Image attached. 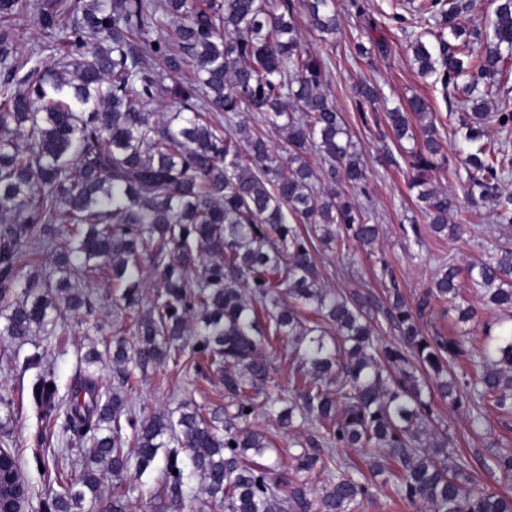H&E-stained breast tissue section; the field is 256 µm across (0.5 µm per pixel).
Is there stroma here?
Instances as JSON below:
<instances>
[{
    "label": "stroma",
    "instance_id": "obj_1",
    "mask_svg": "<svg viewBox=\"0 0 512 512\" xmlns=\"http://www.w3.org/2000/svg\"><path fill=\"white\" fill-rule=\"evenodd\" d=\"M336 3L340 16L333 42L322 41L309 27L304 14H297L296 19L308 47L328 62L331 98L362 151L372 205L382 230L374 245L366 248L353 244L336 251L315 246L314 259L325 286L354 290L381 300L387 285L375 273V260L386 258L398 287L412 301L430 287L442 256L454 254L458 267L466 268L495 244L512 242V225L492 223L494 204L486 200L469 205L472 236L467 242L458 243L456 249H449L447 240L431 232L429 218L417 199L416 189L411 186L412 171L407 164L392 166L384 161L381 135L387 129L385 119L362 124L354 108V88L372 75L391 105H403L408 98L421 96L428 101L437 129L445 139L458 129L462 111L455 98H444L440 87L431 86L421 78L413 63L410 37L424 32L425 27L419 17L412 15L408 0H362L364 10L360 13L350 7L349 0H336ZM395 13L407 16L406 29L393 24L391 16ZM369 17L378 23L377 37L383 46L362 56L356 51L357 36ZM459 283L460 304L476 310L475 321L462 325L455 310L439 308L426 328L447 336L465 333L466 347L476 351L486 341L485 325L496 323L500 313L482 299L480 291L467 278H460ZM84 286L94 305L93 318L98 331H86L78 325L76 315L67 313L57 322L47 341L37 344L28 339L0 338V394L12 398L15 408L13 421L0 428V437H5L10 450L18 455L24 477L38 495L45 488L36 459H45L66 471L71 468V459L60 454L61 440L56 427L42 421L32 402L31 387L37 371L26 368V359L37 350L47 351L58 394L66 399L92 342L122 337L127 327L126 322L116 320L113 315L112 304L120 291L113 288L111 280L95 276L86 279ZM127 398L136 411L147 414L175 409L184 401L210 410L225 404L224 386L219 378L199 379L192 371L169 363L134 373ZM439 425L447 429L475 466L498 449L512 448V418H501L493 411L487 412L481 428L475 431L467 408L443 405L439 408ZM164 466L165 457L160 454L142 475L132 474L124 479V486L133 489L131 512H157L161 503L167 512H210L198 478H189L181 493L163 490L160 473Z\"/></svg>",
    "mask_w": 512,
    "mask_h": 512
}]
</instances>
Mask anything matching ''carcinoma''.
I'll return each instance as SVG.
<instances>
[{"instance_id":"1","label":"carcinoma","mask_w":512,"mask_h":512,"mask_svg":"<svg viewBox=\"0 0 512 512\" xmlns=\"http://www.w3.org/2000/svg\"><path fill=\"white\" fill-rule=\"evenodd\" d=\"M297 5L312 29L336 33L333 0H0V338L48 335L62 312L91 308L83 288L91 274L121 289L114 312L133 320L136 335L112 347L119 383L111 391L88 372L66 401L53 371L34 382L40 414L51 422L64 412L63 443L80 445L67 477L37 459L47 487L40 512H77L105 477L145 472L162 448L164 487L182 490L188 464L224 512H353L377 489L368 471L385 476L387 496L427 512H512V495L473 475L433 425L436 398L472 404L475 429L488 406L512 417V245H496L465 270L509 317L477 355L463 337L423 326L459 296L451 253L413 304L395 287L381 304L320 283L313 240L365 247L380 228L372 208L348 193L369 197L362 152L329 100L327 62L296 27ZM472 8L470 0H421L416 12L432 22L435 43L417 38L411 48L422 76L465 95V173H448L466 198L495 202L497 223L512 224V193L502 189L509 140L484 131L512 132V106L489 101L512 78V0H497L481 29L462 22ZM30 13L48 48L59 43L64 53L18 54L8 22ZM163 95L171 104L160 119L146 106ZM356 95L363 123L382 110L394 145L414 142L404 160L432 232L466 241L470 219L458 199L426 188L429 172L448 164L428 103L415 96L390 109L372 80ZM262 125L285 134L281 152ZM310 153L322 169L307 163ZM322 180L331 192L317 189ZM32 244L54 253L62 278L31 275L10 301ZM145 261L156 280L147 300ZM385 323L399 343L377 337ZM271 336L288 338L300 360L291 387L272 377L263 354ZM187 351L196 376L224 382V409L204 414L185 402L137 415L123 395L135 371L178 367ZM459 362L468 369L448 377ZM273 392L284 404L278 422L297 434L296 471L324 475L315 499L277 463L249 459L270 447L249 422ZM346 448L381 457L369 456L364 470L341 455ZM483 469L512 473V451L492 454ZM18 495L1 483L0 512Z\"/></svg>"}]
</instances>
